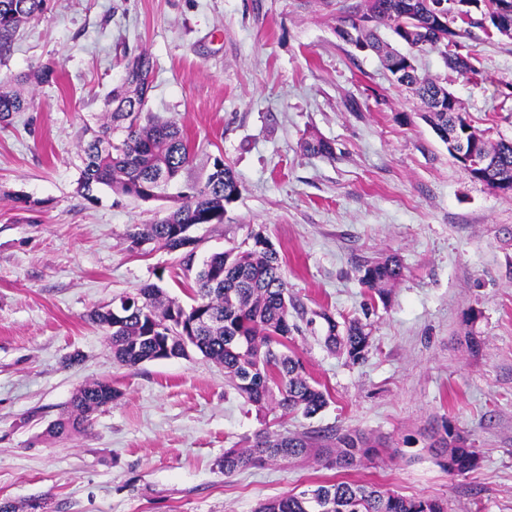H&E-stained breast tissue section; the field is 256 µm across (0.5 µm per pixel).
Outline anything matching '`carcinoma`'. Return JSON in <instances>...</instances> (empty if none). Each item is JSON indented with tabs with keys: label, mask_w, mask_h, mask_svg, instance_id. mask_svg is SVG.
I'll return each instance as SVG.
<instances>
[{
	"label": "carcinoma",
	"mask_w": 512,
	"mask_h": 512,
	"mask_svg": "<svg viewBox=\"0 0 512 512\" xmlns=\"http://www.w3.org/2000/svg\"><path fill=\"white\" fill-rule=\"evenodd\" d=\"M504 0H475V7L460 12L454 0H359L336 16V35L344 42L364 45L376 52L394 80L413 90L425 107L423 118L439 139L452 145L454 134L475 146V155L464 170L471 179L501 192L502 178L512 182V140L492 142L477 132L459 101L448 94V103H438L445 87L418 72L407 56L438 49L448 68L461 76L476 75L471 56L462 54L473 29L496 32L512 40V10L502 9ZM47 0H0V62L6 60L20 31L38 20ZM388 24L407 44L402 52L388 48L377 35ZM419 28L425 34L408 40L404 28ZM154 63L146 50L130 58L120 85L110 93L112 109L91 139L83 146L80 188L95 199L94 192L108 187L140 200H154L164 175L171 184L189 166L192 158L183 129L174 121L144 117L147 94L152 88ZM29 107L18 93L0 92V120ZM303 148L310 154H332L331 145L311 135ZM495 162L491 171L484 158ZM241 193L233 167L215 159L205 180L187 186L179 207L151 224H143L130 236L131 246L154 243L170 252H181L184 270L196 271L194 304L185 307L166 297L162 288L148 284L134 294L120 297L122 312L117 326L106 331L115 360L127 367L188 356L182 332L170 336L154 330L167 321L195 326L190 348L224 365V377L248 405L263 410L275 405L286 414L312 417L328 404V393L312 383L301 359L288 352V341L299 326L296 309L288 296L279 252L261 233L251 235L246 249L232 247L211 255L194 269L192 230L199 224H221L226 206ZM359 281L370 291V300L387 303L392 288L403 276L394 256L367 260L358 268ZM323 320L324 344L332 352L358 364L368 352L371 324L359 318L341 325L327 312ZM119 396L105 381H95L74 395L69 409L48 430L55 437L69 435L89 424L91 415ZM382 443L359 431L318 439L306 432L263 430L245 440L243 448L224 450V474L277 460H324L349 469L379 454ZM429 448L438 463L452 475L472 471L473 449L448 426L430 435ZM448 504L436 498L405 497L374 483L352 480L324 481L299 493H288L263 503L258 512H447Z\"/></svg>",
	"instance_id": "carcinoma-1"
}]
</instances>
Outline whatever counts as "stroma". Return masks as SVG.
<instances>
[{
	"label": "stroma",
	"mask_w": 512,
	"mask_h": 512,
	"mask_svg": "<svg viewBox=\"0 0 512 512\" xmlns=\"http://www.w3.org/2000/svg\"><path fill=\"white\" fill-rule=\"evenodd\" d=\"M339 0H50L15 42L0 83L39 67L29 110L0 122V512H255L295 487L346 478L448 512H512V194L472 180L375 54L335 32ZM469 80L439 51L419 70L447 86L476 130L512 139V40L475 31ZM155 67L147 109L187 135L192 162L163 198L79 191L82 147L127 61ZM317 135L332 155H310ZM242 186L197 257L260 232L278 250L300 327L291 347L330 393L311 418L244 405L198 352L127 367L92 312L155 283L190 305L177 253L131 249L138 225L180 203L215 159ZM397 257L404 275L370 317L353 365L328 351L315 313L361 315L358 267ZM120 396L68 438L47 430L73 396ZM449 427L478 455L451 475L429 449ZM357 430L395 448L341 471L279 461L225 474L224 451L262 429Z\"/></svg>",
	"instance_id": "35a3bbf8"
}]
</instances>
